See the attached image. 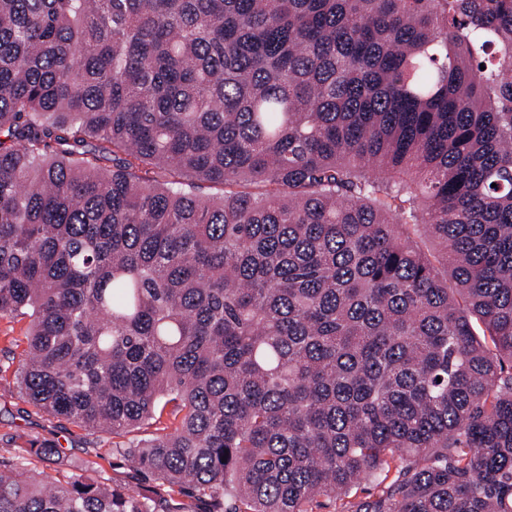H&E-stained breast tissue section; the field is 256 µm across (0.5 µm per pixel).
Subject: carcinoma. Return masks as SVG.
<instances>
[{"instance_id":"1","label":"carcinoma","mask_w":512,"mask_h":512,"mask_svg":"<svg viewBox=\"0 0 512 512\" xmlns=\"http://www.w3.org/2000/svg\"><path fill=\"white\" fill-rule=\"evenodd\" d=\"M17 317L156 482L29 440L0 512H512V0H0Z\"/></svg>"}]
</instances>
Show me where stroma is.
<instances>
[{"label":"stroma","mask_w":512,"mask_h":512,"mask_svg":"<svg viewBox=\"0 0 512 512\" xmlns=\"http://www.w3.org/2000/svg\"><path fill=\"white\" fill-rule=\"evenodd\" d=\"M27 320H0V459H9L23 438H38L60 448L69 468L91 467L115 487L134 488L148 481L113 448L111 436L52 417L18 392L15 371L26 343Z\"/></svg>","instance_id":"1"}]
</instances>
